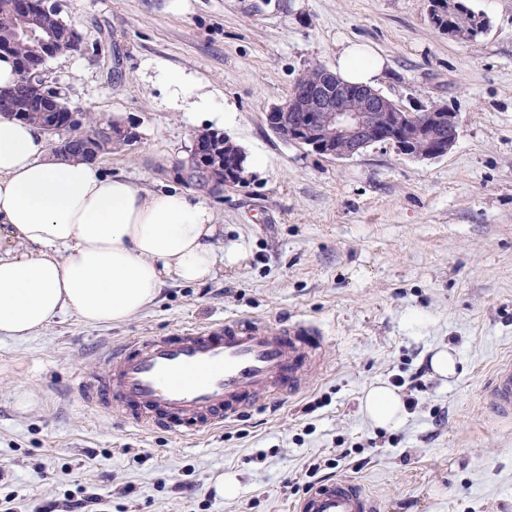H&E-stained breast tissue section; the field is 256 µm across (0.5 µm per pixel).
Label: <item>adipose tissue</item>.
Wrapping results in <instances>:
<instances>
[{
    "label": "adipose tissue",
    "instance_id": "adipose-tissue-1",
    "mask_svg": "<svg viewBox=\"0 0 512 512\" xmlns=\"http://www.w3.org/2000/svg\"><path fill=\"white\" fill-rule=\"evenodd\" d=\"M188 122L232 124L235 111L192 74L165 61L145 65ZM385 60L366 45L342 43L332 70L375 85ZM224 228L203 197L178 187H137L92 162L50 155L36 126L0 116V336L21 340L71 314L88 324L126 321L171 283L211 279L224 263ZM401 399L371 387L363 409L374 426L401 421Z\"/></svg>",
    "mask_w": 512,
    "mask_h": 512
}]
</instances>
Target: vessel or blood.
I'll return each mask as SVG.
<instances>
[{
  "label": "vessel or blood",
  "mask_w": 512,
  "mask_h": 512,
  "mask_svg": "<svg viewBox=\"0 0 512 512\" xmlns=\"http://www.w3.org/2000/svg\"><path fill=\"white\" fill-rule=\"evenodd\" d=\"M322 331L302 319L273 327L251 319L184 327L107 352L101 374L81 378L83 399L132 426L187 438L223 427L256 403L304 392L326 368ZM494 415L512 416V361L500 364L487 391ZM292 512H380L359 484L328 478Z\"/></svg>",
  "instance_id": "1"
}]
</instances>
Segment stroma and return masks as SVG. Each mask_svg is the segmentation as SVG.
<instances>
[{
	"mask_svg": "<svg viewBox=\"0 0 512 512\" xmlns=\"http://www.w3.org/2000/svg\"><path fill=\"white\" fill-rule=\"evenodd\" d=\"M465 2L491 20L475 43L434 31L426 0H58L83 50L48 59L50 85L139 135L99 158L106 174L175 184L173 163L205 128L166 105L151 59L231 104L225 133L265 163L247 187L206 198L236 264L164 288L122 323L63 315L28 339L0 338V498L14 512L83 487L106 512H287L309 465L335 458L336 476L380 512H512V418L485 404L494 369L512 361V0ZM342 37L384 56L378 89L397 105L456 112L447 155L411 160L377 143L337 161L269 130L268 108L307 66H333ZM237 316L313 320L327 371L299 398L184 439L128 426L78 393L75 378L99 372L105 348ZM441 348L461 361L455 376L431 371ZM421 367L415 411L372 426L365 390Z\"/></svg>",
	"mask_w": 512,
	"mask_h": 512,
	"instance_id": "1",
	"label": "stroma"
}]
</instances>
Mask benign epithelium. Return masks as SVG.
Here are the masks:
<instances>
[{
  "mask_svg": "<svg viewBox=\"0 0 512 512\" xmlns=\"http://www.w3.org/2000/svg\"><path fill=\"white\" fill-rule=\"evenodd\" d=\"M9 6L18 18L17 37L36 42L40 53L29 63L28 72L33 79L46 78L47 58L59 53L58 46L67 45L71 50L80 49L78 34L68 28L60 34L49 27L43 19L44 6L34 0H10ZM490 27L489 19L483 14L474 16L470 27L448 26V37L461 41H474L485 35ZM290 112L305 113L309 126L305 129L288 123V137L307 133L306 144L319 155L330 159H349L361 154L375 143H389L399 152L407 151L401 143L400 129L405 117L393 111V104L381 92L367 86L349 87L335 82L330 92L325 86H314L299 92L288 105ZM322 112L317 118L314 113ZM421 138L427 142L426 149L410 157L433 160L446 155L455 145L458 137V120L454 112H429L425 115ZM214 140H200L192 137L190 159L175 162L174 168L184 176L194 174L205 177L211 186L222 189L229 179L242 173L239 166L220 175L208 167L209 151Z\"/></svg>",
  "mask_w": 512,
  "mask_h": 512,
  "instance_id": "benign-epithelium-1",
  "label": "benign epithelium"
}]
</instances>
